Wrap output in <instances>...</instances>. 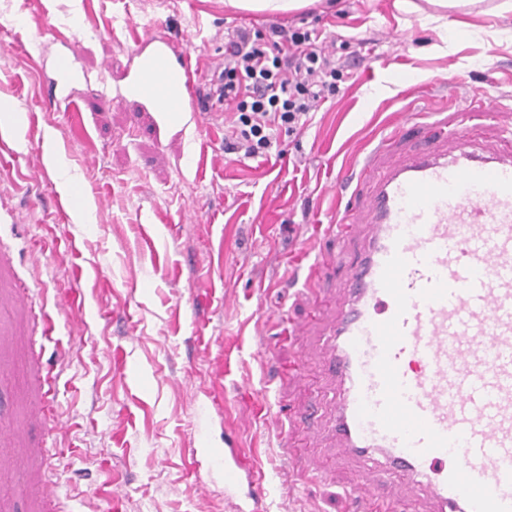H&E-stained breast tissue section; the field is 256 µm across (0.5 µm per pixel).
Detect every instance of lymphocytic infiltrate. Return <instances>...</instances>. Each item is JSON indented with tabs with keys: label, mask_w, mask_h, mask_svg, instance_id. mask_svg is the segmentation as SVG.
<instances>
[{
	"label": "lymphocytic infiltrate",
	"mask_w": 512,
	"mask_h": 512,
	"mask_svg": "<svg viewBox=\"0 0 512 512\" xmlns=\"http://www.w3.org/2000/svg\"><path fill=\"white\" fill-rule=\"evenodd\" d=\"M343 78V64L325 52L309 29H235L224 44L223 67L214 85L217 102L232 107L224 132L226 150L247 157L268 153L281 133L304 129Z\"/></svg>",
	"instance_id": "1"
}]
</instances>
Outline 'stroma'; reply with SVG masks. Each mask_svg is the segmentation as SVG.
<instances>
[{"label":"stroma","mask_w":512,"mask_h":512,"mask_svg":"<svg viewBox=\"0 0 512 512\" xmlns=\"http://www.w3.org/2000/svg\"><path fill=\"white\" fill-rule=\"evenodd\" d=\"M417 2L407 14L395 0H322L274 18L224 0H0V99L25 115L0 121L21 152L0 167V239L17 278L40 266L34 298L56 320L43 362L67 430L56 447L34 414L27 327L0 312V423L17 432L0 446V483L28 485L0 512H43L34 489L47 482L68 512H232L222 476L187 454L202 434L213 448L255 451L264 512H347L357 465L336 446V384L321 354L344 271L307 279L316 257L353 250L324 235L335 206L327 189L403 114L432 121L487 100L512 124V12L494 15L497 0H484L485 11L443 22ZM154 20L204 71L223 60L228 28L278 23L315 30L348 75L307 130L242 158L225 152L223 120L211 134L158 129L135 104L102 103L133 64V34ZM68 40L77 48L71 113L42 96ZM302 321L306 333L290 335ZM265 340L278 342L280 366L299 364L298 376L267 370L255 355ZM253 399L270 415L244 418ZM278 407L297 437L314 433V446L282 457Z\"/></svg>","instance_id":"35a3bbf8"}]
</instances>
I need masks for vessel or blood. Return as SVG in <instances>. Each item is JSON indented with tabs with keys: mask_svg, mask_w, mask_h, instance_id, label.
<instances>
[{
	"mask_svg": "<svg viewBox=\"0 0 512 512\" xmlns=\"http://www.w3.org/2000/svg\"><path fill=\"white\" fill-rule=\"evenodd\" d=\"M159 29L108 102L202 125L201 73ZM497 119L489 104L403 118L330 188L326 234L359 244L329 328L335 434L369 512L393 476L438 512H512V128L481 137ZM206 454L225 490L243 485V449Z\"/></svg>",
	"mask_w": 512,
	"mask_h": 512,
	"instance_id": "1",
	"label": "vessel or blood"
}]
</instances>
